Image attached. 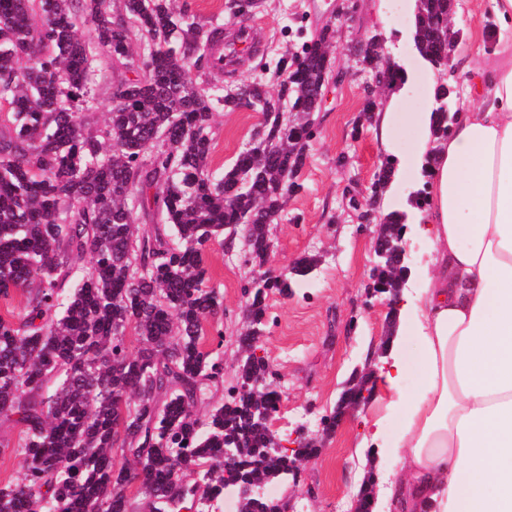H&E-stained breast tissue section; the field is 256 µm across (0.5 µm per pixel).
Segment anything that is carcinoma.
Segmentation results:
<instances>
[{
  "label": "carcinoma",
  "mask_w": 512,
  "mask_h": 512,
  "mask_svg": "<svg viewBox=\"0 0 512 512\" xmlns=\"http://www.w3.org/2000/svg\"><path fill=\"white\" fill-rule=\"evenodd\" d=\"M416 27V49L441 69L440 46L459 39L448 0H418ZM332 37L327 26L301 56L282 59L289 77L278 67L226 93L198 81L201 65L217 69L222 30L173 0H123L118 14L112 0H0V296H24L22 312L0 314V420L21 428L26 465L22 482L0 485V512H221L228 493L239 512H281L241 488L286 481L296 462L276 449L268 419L280 394L253 352L266 293L286 295L290 281L248 282L240 381L201 416L198 402L223 379L224 301L204 254L241 225L247 262L267 260V221L300 188ZM103 61L134 78L120 79L104 125L92 128L83 113ZM362 62L377 84L393 85V70L379 79L377 36ZM459 97L450 73L436 132L451 128ZM244 99L262 121L250 149L216 176L212 114ZM391 169L382 163L370 199L380 200ZM381 224L395 244L405 214ZM404 270L388 252L373 290L395 287ZM179 465L197 474L193 483Z\"/></svg>",
  "instance_id": "carcinoma-1"
}]
</instances>
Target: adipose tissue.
Segmentation results:
<instances>
[{"instance_id":"ef3b65f1","label":"adipose tissue","mask_w":512,"mask_h":512,"mask_svg":"<svg viewBox=\"0 0 512 512\" xmlns=\"http://www.w3.org/2000/svg\"><path fill=\"white\" fill-rule=\"evenodd\" d=\"M476 3L501 27L492 54L460 60L470 105L448 138L433 137L431 106L400 111L430 68L418 54L401 64L398 91L374 121L389 152L397 121L409 122L429 208L408 218L403 237L432 250L423 285L391 301L388 355L365 422L375 441L401 412L392 447L400 471L381 477L375 497L390 512H512V0ZM411 333L419 378L407 394L400 346Z\"/></svg>"}]
</instances>
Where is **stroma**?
<instances>
[{
    "label": "stroma",
    "instance_id": "obj_1",
    "mask_svg": "<svg viewBox=\"0 0 512 512\" xmlns=\"http://www.w3.org/2000/svg\"><path fill=\"white\" fill-rule=\"evenodd\" d=\"M471 2L454 0L453 13L460 16L463 32L460 44L472 51L490 49L484 25L491 15L473 13ZM248 23L258 34L255 50L239 58L232 70L220 74L205 69L202 77L237 88L298 52L303 37L327 25L335 32V63L326 100L313 115L315 134L297 176L300 189L269 227L271 268L289 269L305 256L317 257L319 264L309 277L294 279L288 294L268 293V325L260 346L279 376L281 401L273 431L282 437L302 427L319 442L312 457L299 461L295 479L276 484L277 498L288 501L291 512H352L356 478L399 467L393 456L363 444L360 416L344 418L330 435L322 433L323 418L335 411L344 387L368 363L370 349L391 324L384 297L368 290L378 221L363 219L351 204L367 193L385 157L369 124L360 120L363 88L371 76L352 48L361 37L375 34L394 58H411L414 46L403 37L411 16L386 11L384 0H262ZM259 121V113L245 107L214 113L213 168L233 165ZM206 262L224 294V382L212 387L206 403L199 405L202 414L224 400L236 382L245 327L243 288L253 274L238 249L228 252L212 245Z\"/></svg>",
    "mask_w": 512,
    "mask_h": 512
}]
</instances>
